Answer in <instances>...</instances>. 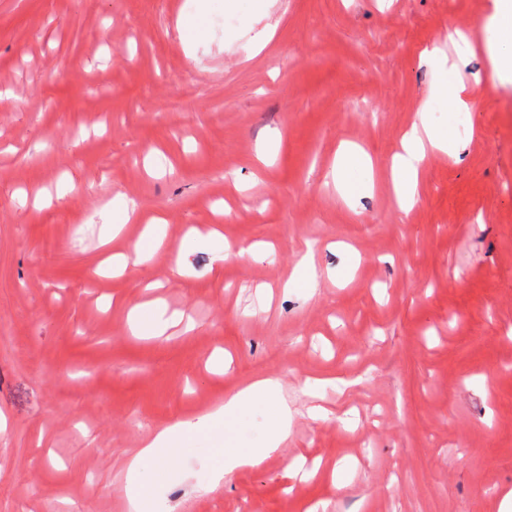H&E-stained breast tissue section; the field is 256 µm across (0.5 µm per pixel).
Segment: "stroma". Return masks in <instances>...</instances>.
Masks as SVG:
<instances>
[{"mask_svg":"<svg viewBox=\"0 0 512 512\" xmlns=\"http://www.w3.org/2000/svg\"><path fill=\"white\" fill-rule=\"evenodd\" d=\"M189 2L0 0V512H127L128 453L256 377L278 379L291 411L282 455L204 485L213 445L266 438V412L248 409L170 460L162 512H500L512 81L484 95L492 56L472 29L494 0H273L259 18L209 0L185 38ZM435 47L461 57L477 107L403 212L393 155L419 112L448 123L429 100ZM346 144L374 163L354 204L332 179ZM119 194L138 213L111 237ZM153 215L169 226L156 264L113 274ZM214 224L266 258L219 268L210 246H182ZM307 243L317 284L283 293ZM156 299L193 326L132 334L128 309Z\"/></svg>","mask_w":512,"mask_h":512,"instance_id":"35a3bbf8","label":"stroma"}]
</instances>
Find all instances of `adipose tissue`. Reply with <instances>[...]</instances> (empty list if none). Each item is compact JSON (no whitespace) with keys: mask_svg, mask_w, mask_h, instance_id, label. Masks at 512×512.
<instances>
[{"mask_svg":"<svg viewBox=\"0 0 512 512\" xmlns=\"http://www.w3.org/2000/svg\"><path fill=\"white\" fill-rule=\"evenodd\" d=\"M495 11L480 29L493 57V71L486 82L487 94H494L498 82L512 76V0H494ZM430 96L437 104L447 108L449 114L469 113L472 99L459 80V65L447 60L439 66L431 87ZM457 144L455 127L441 130L430 123L412 129L401 141V150L392 160L395 192L400 208H408L416 198L419 168L425 159L426 149L453 153ZM333 177L342 195L351 202L357 201L372 189V164L358 149L344 151L333 167ZM166 236L163 219L152 218L144 235L135 247L134 257L116 254L112 257L113 272L124 271L129 265L144 264L158 252ZM183 313L168 312L159 303L137 305L128 315L131 332L160 337L179 325ZM265 407L271 417L270 434L259 448H225L221 462L209 473L210 485L221 484L224 479L242 468L258 469L270 457L277 455L290 432V415L281 398V384L269 377L254 379L230 396L218 411L185 419L157 432L129 457L127 466L126 499L128 512H155V505L146 492L148 485L161 481L167 472L168 458L188 449L191 442L206 435L243 409Z\"/></svg>","mask_w":512,"mask_h":512,"instance_id":"adipose-tissue-1","label":"adipose tissue"}]
</instances>
